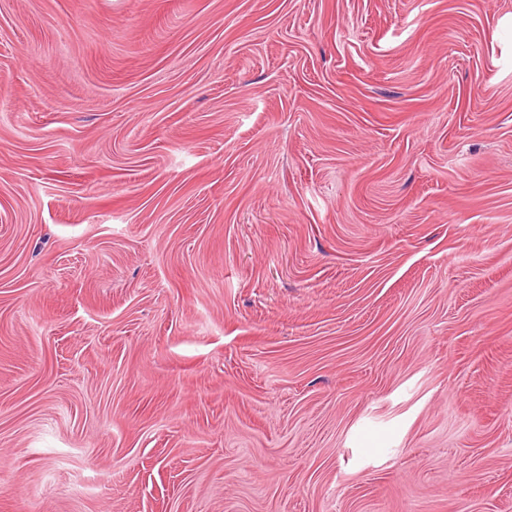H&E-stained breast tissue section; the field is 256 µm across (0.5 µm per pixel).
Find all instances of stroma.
Listing matches in <instances>:
<instances>
[{
    "label": "stroma",
    "instance_id": "stroma-1",
    "mask_svg": "<svg viewBox=\"0 0 512 512\" xmlns=\"http://www.w3.org/2000/svg\"><path fill=\"white\" fill-rule=\"evenodd\" d=\"M0 512H512V0H0Z\"/></svg>",
    "mask_w": 512,
    "mask_h": 512
}]
</instances>
